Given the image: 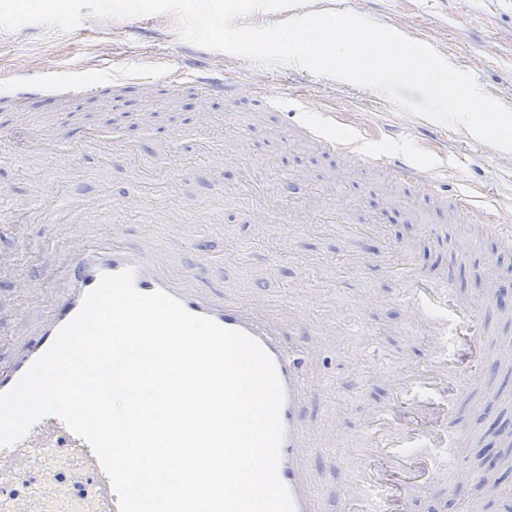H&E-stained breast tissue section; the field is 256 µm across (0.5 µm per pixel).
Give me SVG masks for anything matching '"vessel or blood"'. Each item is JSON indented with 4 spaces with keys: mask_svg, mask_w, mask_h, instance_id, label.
Returning <instances> with one entry per match:
<instances>
[{
    "mask_svg": "<svg viewBox=\"0 0 512 512\" xmlns=\"http://www.w3.org/2000/svg\"><path fill=\"white\" fill-rule=\"evenodd\" d=\"M177 73L210 95L224 93L222 71L181 66ZM88 90V85L68 81L40 83L22 69L0 71V93L16 102L48 93L71 97ZM332 147L357 157L364 165L390 170L404 181L433 187L445 174L438 167L424 168L366 151L353 137L333 141ZM459 203L469 214L486 218V231L504 248L512 249L511 224L494 221L493 209L473 206L469 194H461ZM173 266V255L158 246L130 248L113 237L91 238L80 233L68 236L59 249L57 265L50 271L55 288L26 294L27 309L41 311L42 316L13 337L14 354L9 362L0 363V392L11 389L31 363L51 347L59 329L77 315L85 295L96 288L102 275L132 270L133 284L139 292L166 291L190 313L246 333L269 355L285 392L280 411L284 438L278 476L291 495L294 512H319L302 469L307 437L297 419V408L315 389L316 381L300 373L298 349L284 348L279 342L277 318H259L245 306L202 294L188 281L175 277ZM408 305L415 320L425 321L432 349L430 361L401 381L399 397L407 398L414 391L430 393L454 379L475 381L483 355L475 305L456 301L449 283L417 281L409 284ZM368 433L369 447L397 463L404 478L386 496L381 492L380 469L364 466L344 492L355 512H365L371 504L376 505L377 512H389L392 498L404 494L415 482L443 479L442 471L410 458L409 448H437L449 457L458 442L456 434L438 435L411 421L399 424L382 411L371 414ZM33 476L38 479L34 493L26 488ZM0 512H118V498L90 446L58 418L46 417L8 450H0Z\"/></svg>",
    "mask_w": 512,
    "mask_h": 512,
    "instance_id": "b4317fda",
    "label": "vessel or blood"
}]
</instances>
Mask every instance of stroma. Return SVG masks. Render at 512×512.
<instances>
[{
	"label": "stroma",
	"mask_w": 512,
	"mask_h": 512,
	"mask_svg": "<svg viewBox=\"0 0 512 512\" xmlns=\"http://www.w3.org/2000/svg\"><path fill=\"white\" fill-rule=\"evenodd\" d=\"M352 12L430 43L452 65L471 72L481 88L512 107V0H336ZM192 44L179 35L173 13L113 20L85 15L72 29L26 24L0 29V65L21 66L39 78L51 75L93 85L79 99L48 95L24 104L17 122L9 100L0 98V129L17 148L0 153V257L14 259L13 273L0 274V358L8 359L10 338L38 312L17 313L16 288L49 287L56 247L49 243L51 220L77 202L95 209L78 229L96 238L117 229L124 245L151 241L174 253L176 274L213 296L243 304L261 316L292 321L304 352L303 368L319 381L300 403L297 416L312 444L303 466L320 512H346L343 493L357 463L374 460L361 441L371 411L405 420L416 416L427 430L461 433L456 448L464 484L439 482L409 489L395 512H506L512 504V469H498L495 489H486L476 455L499 444L495 432L512 422V368L494 361L512 353V308L483 304L479 322L487 356L475 387L440 389L417 403L399 404L397 386L409 369L423 366L430 343L411 325L407 288L400 268L417 278L449 282L459 301H482L483 274L494 267L497 285L512 289V251L502 250L479 220L466 219L457 193L486 188V204L512 220V152L475 139L462 126H445L401 110L382 92L317 75L294 65L264 64L212 51L223 69L227 92L212 98L193 84L173 95H157V117L136 124L143 85L161 81ZM109 58V70L97 69ZM267 88L266 97L242 96L239 84ZM337 108L332 136L361 130L371 148L414 158L429 166L435 152L462 156L463 165L439 188L402 184L391 172L374 169L335 152L315 137L310 124L319 108ZM264 113L253 125V113ZM133 142L143 163L155 167L167 186L166 202L180 210L179 223H164L150 211L119 214L116 204L135 203L136 176L125 163L102 170L92 152L66 160L27 155L34 133L47 129L52 140L108 129ZM239 134L250 145L241 159L224 155V139ZM334 169L351 175L326 196L322 209L353 202L338 224L316 223V210L292 211L309 199ZM262 187L288 220L273 222L251 214L246 200L208 212L198 221L182 203L206 202L240 189L242 175ZM320 208V209H321ZM415 222H408V211ZM336 413L339 437L322 441L329 413Z\"/></svg>",
	"instance_id": "stroma-1"
}]
</instances>
